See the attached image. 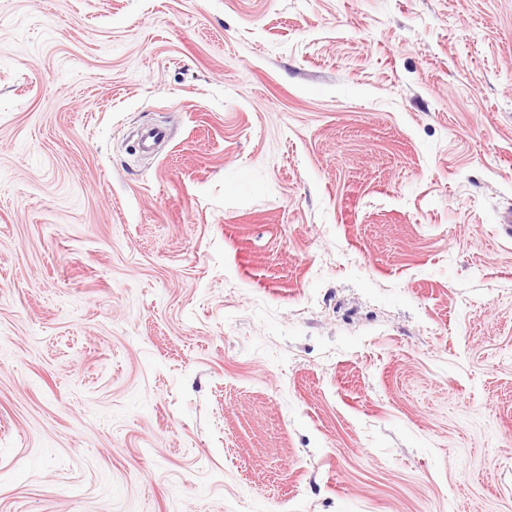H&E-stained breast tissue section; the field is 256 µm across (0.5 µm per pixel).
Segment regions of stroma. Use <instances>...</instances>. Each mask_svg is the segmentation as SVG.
Returning a JSON list of instances; mask_svg holds the SVG:
<instances>
[{
    "label": "stroma",
    "instance_id": "35a3bbf8",
    "mask_svg": "<svg viewBox=\"0 0 512 512\" xmlns=\"http://www.w3.org/2000/svg\"><path fill=\"white\" fill-rule=\"evenodd\" d=\"M510 210L512 0H0V512H512Z\"/></svg>",
    "mask_w": 512,
    "mask_h": 512
}]
</instances>
